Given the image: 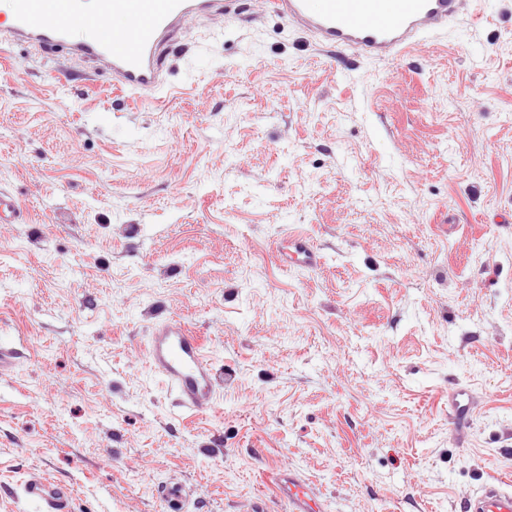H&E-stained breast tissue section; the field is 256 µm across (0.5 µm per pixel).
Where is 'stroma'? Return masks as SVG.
Here are the masks:
<instances>
[{
    "mask_svg": "<svg viewBox=\"0 0 512 512\" xmlns=\"http://www.w3.org/2000/svg\"><path fill=\"white\" fill-rule=\"evenodd\" d=\"M396 59L318 45L272 8L181 26L157 93L0 43V512H464L512 478V0ZM310 238L317 268L276 260ZM224 382L191 414L155 321ZM478 397L468 425L448 392ZM280 495L288 499L290 512H320L306 485L291 471L280 470L273 476ZM24 492L30 500L44 504L46 512H68L74 489L50 478L36 475L25 483Z\"/></svg>",
    "mask_w": 512,
    "mask_h": 512,
    "instance_id": "35a3bbf8",
    "label": "stroma"
}]
</instances>
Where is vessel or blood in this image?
Wrapping results in <instances>:
<instances>
[{
	"instance_id": "b4317fda",
	"label": "vessel or blood",
	"mask_w": 512,
	"mask_h": 512,
	"mask_svg": "<svg viewBox=\"0 0 512 512\" xmlns=\"http://www.w3.org/2000/svg\"><path fill=\"white\" fill-rule=\"evenodd\" d=\"M73 0H8L0 38L44 47L62 46L79 61H91L109 72L120 88L141 93L160 88L159 56L175 28L199 15L224 16L234 0H96L94 25L72 7ZM289 22L321 44L358 51L371 59L394 58L421 38L447 29L466 14L470 0H274ZM289 263L312 268L320 256L306 236L288 237ZM206 341L177 322L156 325L147 358L176 395L180 407L206 411L216 390L217 371L208 358ZM471 393L448 394V416L466 425ZM289 512H320L296 474L280 470L273 476ZM27 498L47 512H68L74 490L36 475L24 485ZM466 512H512V483L488 482L467 500Z\"/></svg>"
}]
</instances>
